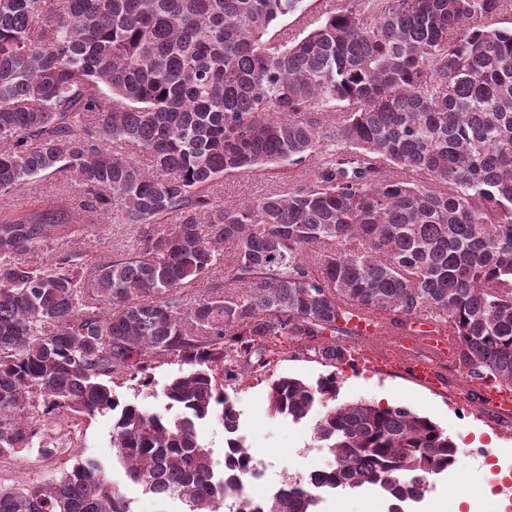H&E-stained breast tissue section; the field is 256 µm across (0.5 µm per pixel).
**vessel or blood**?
Here are the masks:
<instances>
[{"label":"vessel or blood","mask_w":512,"mask_h":512,"mask_svg":"<svg viewBox=\"0 0 512 512\" xmlns=\"http://www.w3.org/2000/svg\"><path fill=\"white\" fill-rule=\"evenodd\" d=\"M360 338L382 337L380 355L400 357L411 377L422 384L433 386L438 382V368L450 363L456 349L452 331L426 320L417 319L400 330L386 331L382 324L369 316L356 321Z\"/></svg>","instance_id":"1"}]
</instances>
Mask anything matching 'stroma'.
Returning a JSON list of instances; mask_svg holds the SVG:
<instances>
[{"instance_id": "35a3bbf8", "label": "stroma", "mask_w": 512, "mask_h": 512, "mask_svg": "<svg viewBox=\"0 0 512 512\" xmlns=\"http://www.w3.org/2000/svg\"><path fill=\"white\" fill-rule=\"evenodd\" d=\"M304 165L284 167L279 176L238 173L220 179L215 192L226 207L270 193H285L305 182ZM84 193L67 170L36 178L23 190L0 197V219L30 211L52 208L79 213L86 228L78 241L57 239L26 254L31 266L53 263L72 250H80L85 270L111 261L139 245L141 229L136 224L104 223L83 211ZM351 351L348 361L330 367L313 359L297 345L282 341L279 354L270 365L272 376L288 375L315 382L328 373L338 381V402L363 401L380 407L403 406L429 417L458 447V460L448 474L432 481L412 512H512V496L496 493L501 475L512 476V414L504 415L488 405L480 386L471 383L454 367H447L438 385L425 386L409 374L396 359L376 360L370 353L371 340L346 339ZM240 413V431L251 452L273 462V480L324 468L333 456L313 442V420L300 423L273 415L268 407L267 386L245 381L233 397ZM56 460L42 459L37 452L23 453L7 463L0 462V484L14 480L45 482L58 473L57 460L71 456L94 458L109 464L115 454L112 421L99 417L62 441ZM492 449L498 466L490 468L479 451ZM324 512H386V498L380 491L344 490L329 495Z\"/></svg>"}]
</instances>
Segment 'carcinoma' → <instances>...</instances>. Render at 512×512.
Returning <instances> with one entry per match:
<instances>
[{
    "mask_svg": "<svg viewBox=\"0 0 512 512\" xmlns=\"http://www.w3.org/2000/svg\"><path fill=\"white\" fill-rule=\"evenodd\" d=\"M303 2L0 0V195L63 168L85 208L142 225L141 244L87 280L71 256L21 260L81 221L0 220V459L57 454L34 416L74 429L110 416L126 483L185 512H313L312 484L374 485L402 512L456 463L429 418L338 404L334 373L268 379L275 415L327 408L313 441L336 466L257 506L227 387L262 379L281 340L344 361L354 307L394 328L435 317L460 373L512 389V28L475 24L512 0H318L314 27ZM287 16L295 31L268 36ZM307 159L312 178L286 194L227 208L211 191ZM226 243L224 287L187 303ZM158 363L177 366L161 388L172 417L114 389L124 377L156 392ZM211 417L228 434L221 463L195 431ZM0 512L132 510L104 465L77 458L50 482L0 485Z\"/></svg>",
    "mask_w": 512,
    "mask_h": 512,
    "instance_id": "obj_1",
    "label": "carcinoma"
}]
</instances>
